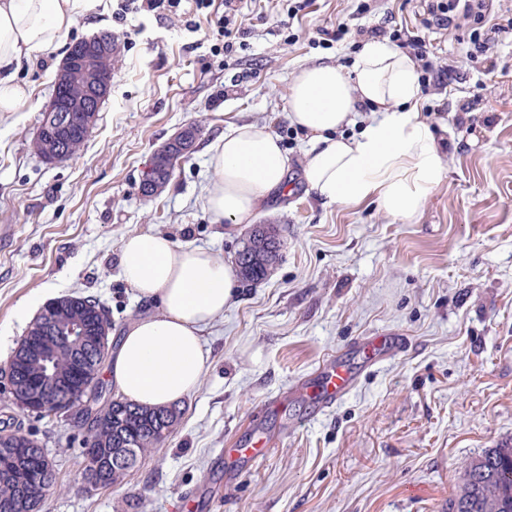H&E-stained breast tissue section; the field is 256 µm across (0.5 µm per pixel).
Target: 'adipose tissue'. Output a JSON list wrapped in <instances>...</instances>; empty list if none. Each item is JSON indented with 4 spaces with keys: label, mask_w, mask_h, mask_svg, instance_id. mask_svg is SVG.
<instances>
[{
    "label": "adipose tissue",
    "mask_w": 512,
    "mask_h": 512,
    "mask_svg": "<svg viewBox=\"0 0 512 512\" xmlns=\"http://www.w3.org/2000/svg\"><path fill=\"white\" fill-rule=\"evenodd\" d=\"M87 0H0V113L28 99L16 80L26 63L56 55ZM417 66L388 41L366 39L350 67L301 66L288 84L287 118L307 138L308 187L342 206L377 205L410 221L446 174L441 141L421 115ZM206 210L248 224L267 196L288 192V157L269 127L230 125L206 150ZM120 274L157 303L134 321L105 368L119 394L163 407L193 392L207 369L202 334L236 293L237 272L212 250L134 231L121 242Z\"/></svg>",
    "instance_id": "obj_1"
}]
</instances>
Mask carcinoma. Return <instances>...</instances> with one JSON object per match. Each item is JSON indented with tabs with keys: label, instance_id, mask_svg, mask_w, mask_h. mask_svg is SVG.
I'll use <instances>...</instances> for the list:
<instances>
[{
	"label": "carcinoma",
	"instance_id": "cac0c4a2",
	"mask_svg": "<svg viewBox=\"0 0 512 512\" xmlns=\"http://www.w3.org/2000/svg\"><path fill=\"white\" fill-rule=\"evenodd\" d=\"M281 240L273 228H266L263 241L246 234L236 264L248 282L264 279L279 258ZM102 305L91 296L66 295L49 302L37 316L44 322L46 335L66 336L78 322L93 339L108 337L112 321L101 312ZM40 348L38 331H29L14 349L10 383L19 388L27 401L23 411L40 417L79 416L87 398L81 385L88 378H102L109 360L104 357L96 370L86 372L76 364L64 347L53 351L43 365L31 359V351ZM179 411L174 406L148 409L127 400L112 403V412L87 428L82 441L84 474L94 487H109L164 442L174 431ZM10 441V448L0 447V473L16 460H23L30 483L44 491L28 509L18 506L14 485L0 479V512H40L45 496L54 487L53 467H45L46 452L40 443L20 430L0 429V441ZM448 512H512V444L504 442L486 450L465 470L458 492L448 500Z\"/></svg>",
	"mask_w": 512,
	"mask_h": 512
}]
</instances>
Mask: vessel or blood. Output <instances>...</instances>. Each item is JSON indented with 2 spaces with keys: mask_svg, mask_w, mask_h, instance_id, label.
Instances as JSON below:
<instances>
[{
  "mask_svg": "<svg viewBox=\"0 0 512 512\" xmlns=\"http://www.w3.org/2000/svg\"><path fill=\"white\" fill-rule=\"evenodd\" d=\"M405 344L401 336H368L354 343L351 355L329 358L315 378L313 404L322 410L339 402L353 387L361 370L374 365L384 355L400 352ZM269 444L266 431L255 427L236 448L228 451L227 457L240 472L259 461L268 452Z\"/></svg>",
  "mask_w": 512,
  "mask_h": 512,
  "instance_id": "vessel-or-blood-1",
  "label": "vessel or blood"
}]
</instances>
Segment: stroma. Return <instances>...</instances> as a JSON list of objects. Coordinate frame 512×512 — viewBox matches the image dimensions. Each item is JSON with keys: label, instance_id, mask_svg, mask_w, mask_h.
Here are the masks:
<instances>
[{"label": "stroma", "instance_id": "obj_1", "mask_svg": "<svg viewBox=\"0 0 512 512\" xmlns=\"http://www.w3.org/2000/svg\"><path fill=\"white\" fill-rule=\"evenodd\" d=\"M88 0L65 40L119 39L112 90L90 133L67 160L46 162L37 131L61 63L19 75L31 89L0 114V422L10 415L6 362L44 301L91 295L109 311L111 340L154 312L119 276L122 237L134 230L235 259L246 225L214 221L204 207L205 149L229 125L254 122L280 138L289 194L254 221L283 244L258 282L239 281L224 316L203 333L210 365L178 406L172 435L119 484L84 478L83 432L63 419L20 415L45 448L56 483L43 512H445L459 478L485 450L512 440V31L476 52L471 29L421 28L417 0H239L232 50L217 37L224 0L197 9L127 11ZM347 22L341 41L317 29ZM407 23L437 49L447 84H430L419 108L446 142V175L420 215L405 223L373 205L326 203L307 189V142L287 119L300 65L350 66L371 30ZM200 135L157 195L141 181L180 129ZM409 336L405 354L360 374L335 407L314 413L291 397L328 356L357 339ZM279 441L254 467L224 479V454L252 426Z\"/></svg>", "mask_w": 512, "mask_h": 512}]
</instances>
